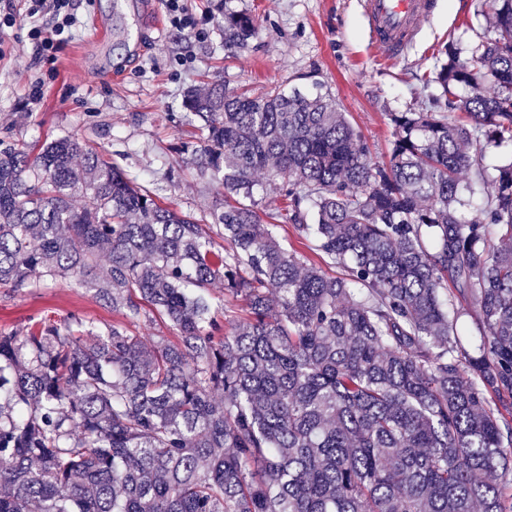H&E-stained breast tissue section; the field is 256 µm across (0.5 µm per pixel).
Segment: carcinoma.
Masks as SVG:
<instances>
[{
    "instance_id": "obj_1",
    "label": "carcinoma",
    "mask_w": 512,
    "mask_h": 512,
    "mask_svg": "<svg viewBox=\"0 0 512 512\" xmlns=\"http://www.w3.org/2000/svg\"><path fill=\"white\" fill-rule=\"evenodd\" d=\"M492 8L430 77L465 120L390 113L385 163L324 96L188 91L210 224L76 135L0 140V287L76 276L118 315L0 335V512H512V161L482 165L512 141V0ZM256 32L224 17L230 51ZM259 173L345 276L281 244ZM217 279L243 302L223 324ZM158 319L174 339L147 347ZM255 198L259 203V207L267 212L282 210L283 202H285L274 182L268 180L264 175H259L258 177V185L255 187Z\"/></svg>"
}]
</instances>
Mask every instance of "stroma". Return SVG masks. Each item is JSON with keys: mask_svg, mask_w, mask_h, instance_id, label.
<instances>
[{"mask_svg": "<svg viewBox=\"0 0 512 512\" xmlns=\"http://www.w3.org/2000/svg\"><path fill=\"white\" fill-rule=\"evenodd\" d=\"M363 0H184L192 31L176 28L154 0H75L82 27L53 57L35 54L29 23L0 34V139L40 145L76 133L106 152L138 184L176 210L211 221L221 196L177 153L197 141L184 118L188 90L224 81L254 96L299 89L339 104L378 161L389 158L393 112L424 109L446 46L460 57L490 34L491 0H438L436 16L398 61H384L368 40ZM258 20L248 47H224V16ZM113 29L103 45L93 23ZM39 98H32V88ZM79 316L111 324V309L69 277L15 294L0 288V333L42 318Z\"/></svg>", "mask_w": 512, "mask_h": 512, "instance_id": "stroma-1", "label": "stroma"}]
</instances>
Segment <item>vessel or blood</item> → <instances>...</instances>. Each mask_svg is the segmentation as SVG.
Listing matches in <instances>:
<instances>
[{
    "mask_svg": "<svg viewBox=\"0 0 512 512\" xmlns=\"http://www.w3.org/2000/svg\"><path fill=\"white\" fill-rule=\"evenodd\" d=\"M372 46L385 58L398 60L435 14V0H363Z\"/></svg>",
    "mask_w": 512,
    "mask_h": 512,
    "instance_id": "1",
    "label": "vessel or blood"
}]
</instances>
